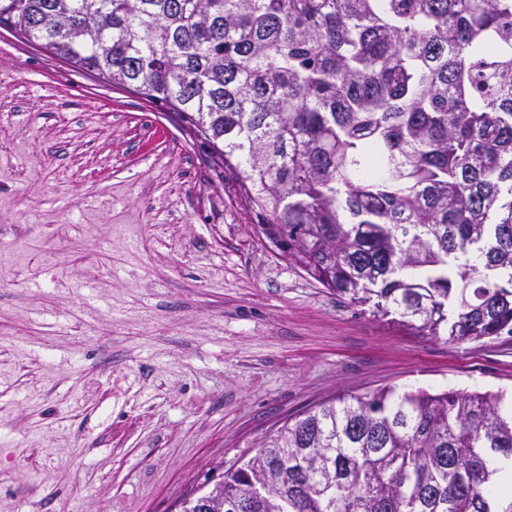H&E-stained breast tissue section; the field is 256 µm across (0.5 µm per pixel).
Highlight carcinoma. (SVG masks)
Wrapping results in <instances>:
<instances>
[{
	"mask_svg": "<svg viewBox=\"0 0 512 512\" xmlns=\"http://www.w3.org/2000/svg\"><path fill=\"white\" fill-rule=\"evenodd\" d=\"M0 26L179 112L337 296L512 336V0H0ZM502 390L344 393L224 472L246 512H512Z\"/></svg>",
	"mask_w": 512,
	"mask_h": 512,
	"instance_id": "obj_1",
	"label": "carcinoma"
}]
</instances>
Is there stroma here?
Instances as JSON below:
<instances>
[{
    "label": "stroma",
    "mask_w": 512,
    "mask_h": 512,
    "mask_svg": "<svg viewBox=\"0 0 512 512\" xmlns=\"http://www.w3.org/2000/svg\"><path fill=\"white\" fill-rule=\"evenodd\" d=\"M254 223L178 112L0 28V512H179L338 394L512 393V337L373 316Z\"/></svg>",
    "instance_id": "stroma-1"
}]
</instances>
